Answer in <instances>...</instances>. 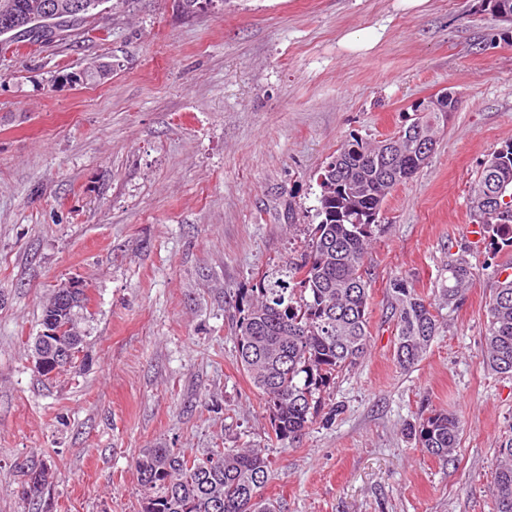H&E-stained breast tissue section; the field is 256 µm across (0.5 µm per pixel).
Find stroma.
Wrapping results in <instances>:
<instances>
[{"instance_id": "35a3bbf8", "label": "stroma", "mask_w": 512, "mask_h": 512, "mask_svg": "<svg viewBox=\"0 0 512 512\" xmlns=\"http://www.w3.org/2000/svg\"><path fill=\"white\" fill-rule=\"evenodd\" d=\"M479 0H129L70 35L0 55V512H28L16 466L51 457L43 512H141L145 448H262L281 512H492L512 377L482 364L486 305L512 249L473 240L468 200L512 142V35ZM373 30V48L342 44ZM461 103L383 206L365 270L366 357L292 442L271 437L235 342L262 274L316 221L317 174L442 89ZM474 277L418 365L396 362L389 281L433 297L449 256ZM81 281L74 368L31 345L53 291ZM460 416L457 453L406 426Z\"/></svg>"}]
</instances>
